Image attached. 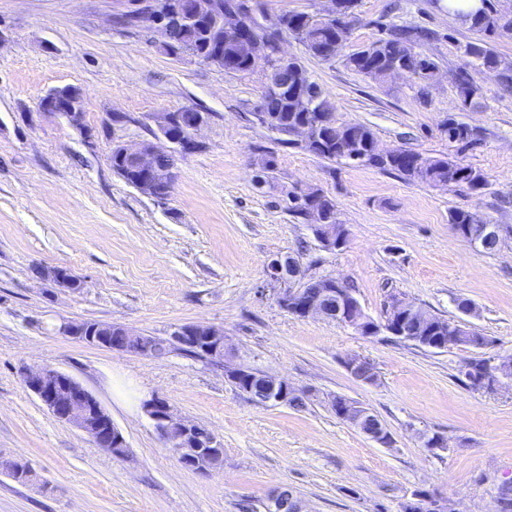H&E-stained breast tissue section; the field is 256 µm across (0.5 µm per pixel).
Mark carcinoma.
Returning a JSON list of instances; mask_svg holds the SVG:
<instances>
[{
  "label": "carcinoma",
  "mask_w": 512,
  "mask_h": 512,
  "mask_svg": "<svg viewBox=\"0 0 512 512\" xmlns=\"http://www.w3.org/2000/svg\"><path fill=\"white\" fill-rule=\"evenodd\" d=\"M358 0H336V24L320 22H301L293 15L284 17L289 35L301 44L306 53L319 57L323 45L332 44L345 35L347 18L355 14ZM448 13L467 18V28L476 37L457 44V50L467 65L486 74L504 89L512 90V58L499 55L493 48L498 39L512 38V0H487L486 10L478 14L472 7L448 2ZM171 47L188 50L198 60L207 63L214 56V49L204 28H175L169 33ZM432 39V35L415 26L390 24L382 30L381 36L368 43V46L349 55L344 65L361 75L381 82L394 66L419 72L424 84L436 78L437 64L420 47ZM303 83L306 99L295 95V81ZM457 95L462 108L474 106L482 96V87L467 69H462L456 83ZM260 116L267 127L280 135L279 142L287 144L288 132L295 126L315 118L316 114H334V105L323 96L319 86L311 81L305 68H300L298 76H288V88L278 92H264L259 105ZM193 115V110L184 109L170 113L173 125L167 133L180 139L184 133L183 123ZM326 140L317 145L304 147L307 152L342 165L370 166L382 171H394L408 179L433 186H455L478 194L487 187V177L478 168L456 162L448 157L425 155L412 149L402 150L401 157L384 161L373 154L375 135L372 129L363 124H345V139L336 143V129H325ZM445 133L448 143L464 147L477 141V135L469 125L453 118L448 119ZM110 162L113 171L128 185L134 187L141 178V171L135 169L123 149L114 146ZM176 160L170 156H161L157 162V171L152 176L155 182V197L166 199L176 179ZM449 223L460 231L484 223L477 214L456 208L450 212ZM417 320L418 335L458 336L456 319L443 318L422 308L414 315ZM150 349L159 358L169 352L171 345L165 339L156 336H143L129 346L134 351ZM0 469L20 484L27 483L30 473L28 462L21 458L0 460Z\"/></svg>",
  "instance_id": "carcinoma-1"
}]
</instances>
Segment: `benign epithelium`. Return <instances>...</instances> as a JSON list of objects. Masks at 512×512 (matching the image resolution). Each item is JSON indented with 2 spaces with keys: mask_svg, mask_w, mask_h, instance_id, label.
<instances>
[{
  "mask_svg": "<svg viewBox=\"0 0 512 512\" xmlns=\"http://www.w3.org/2000/svg\"><path fill=\"white\" fill-rule=\"evenodd\" d=\"M128 8L124 12L127 25L139 28L157 29L163 37V47L169 48L168 34L173 27L189 28L211 15L216 18L223 37L235 44L238 57L248 65V70L263 63L265 78L263 90H272L288 79V71L296 70V57L285 52L283 45L288 41V29L281 23L285 12H266L256 18L246 6L233 7L221 14L215 11V0H127ZM38 107L43 112L63 118L70 126L82 130L84 124L83 95L80 89L66 85L46 91L38 99ZM157 128L154 139L148 141L119 139L116 144L124 148L133 164L141 170L152 171L156 157L160 154L176 156L199 148L194 134L204 119L195 117L187 126L188 138L179 141L166 130L171 116L161 113L153 117ZM318 124L306 123L296 127L294 136L303 145H310L318 138ZM316 193H308L307 219L320 248L334 251L343 248L347 236H336L333 225L325 223L324 214L315 203ZM501 229L496 224H480L469 231L467 241L473 245L487 248L489 242L500 239ZM53 281L63 287H81V281L63 267L50 272ZM267 279L284 285L279 295V304L288 312H298L308 317L319 315L336 320L360 334L376 336L389 333L407 341L413 340L403 319L416 312L417 307L399 297H393L386 310L384 319L376 322L364 309L347 295L342 281L333 277L307 278L299 260L292 254H279L266 265ZM54 330L64 336H71L90 345L124 351L127 345L140 338V335L122 327L120 335L104 341L100 336H83L79 332V323L61 320ZM170 343L178 347H193L204 350L211 357H226V337L224 331L212 326L188 324L174 328L169 334ZM347 370L356 379L370 382L374 379V370L361 358H355L347 365ZM228 379L232 380L249 373L240 392L252 396L260 395L265 403L287 405L297 395L288 380L277 378L250 367H224ZM512 380V373L498 369H487L483 381L488 390L499 386L502 380ZM23 380L28 388L58 420L65 422L88 435L100 447L112 452L127 447L126 440L112 422L111 416L102 407L97 398L69 373L53 366L45 365L36 369L23 370ZM339 417L349 421L358 431L384 447L391 445L390 435L378 417L367 407L357 405L342 396L333 398ZM142 409L153 422L154 427L166 443L172 448L179 461L188 463V468L201 473L213 470L211 456L207 449L217 447L220 442L209 436L201 442L197 433L200 426L177 416L166 402L150 397L143 401Z\"/></svg>",
  "mask_w": 512,
  "mask_h": 512,
  "instance_id": "obj_1",
  "label": "benign epithelium"
}]
</instances>
